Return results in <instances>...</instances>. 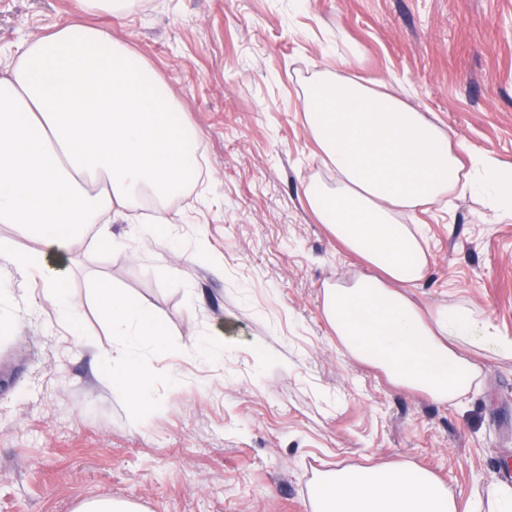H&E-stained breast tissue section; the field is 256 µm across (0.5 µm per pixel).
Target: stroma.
Instances as JSON below:
<instances>
[{"label": "stroma", "instance_id": "obj_1", "mask_svg": "<svg viewBox=\"0 0 512 512\" xmlns=\"http://www.w3.org/2000/svg\"><path fill=\"white\" fill-rule=\"evenodd\" d=\"M73 0H0V74L55 31ZM141 55L198 132L204 169L167 205L169 242L116 224L117 247L77 241L59 261L77 328L40 283L0 263V512H75L87 499L143 512H310L339 466L407 460L459 512L497 505L512 476V359L486 352L456 403L394 386L352 359L323 288L364 267L304 195L332 182L303 119L320 71L361 76L512 166V0H142L87 15ZM425 305L458 303L512 337V219L452 193L418 214ZM106 282L163 327L137 347L151 400L132 420L102 371L116 338L91 298Z\"/></svg>", "mask_w": 512, "mask_h": 512}]
</instances>
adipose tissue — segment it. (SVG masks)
<instances>
[{"instance_id":"1","label":"adipose tissue","mask_w":512,"mask_h":512,"mask_svg":"<svg viewBox=\"0 0 512 512\" xmlns=\"http://www.w3.org/2000/svg\"><path fill=\"white\" fill-rule=\"evenodd\" d=\"M134 0H75L70 19L24 42L0 77V224L40 244L0 240V261L41 280L48 299L76 324L64 278L44 261L65 258L111 224H135L141 198L182 196L198 173L197 134L166 81L110 30L84 17H119ZM305 125L336 170L335 185L311 181L307 202L367 273L325 289L323 312L346 352L394 385L442 403L465 395L480 375L475 351L512 358V338L461 304L426 307L407 286L428 266L405 213L426 211L452 192L488 196L512 213V168L453 140L424 113L361 80L325 72L304 89ZM94 298L118 336L114 381L130 407L148 400L133 344L159 346L162 329L142 305L105 282ZM311 512H458L433 472L404 461L342 466L314 486Z\"/></svg>"}]
</instances>
